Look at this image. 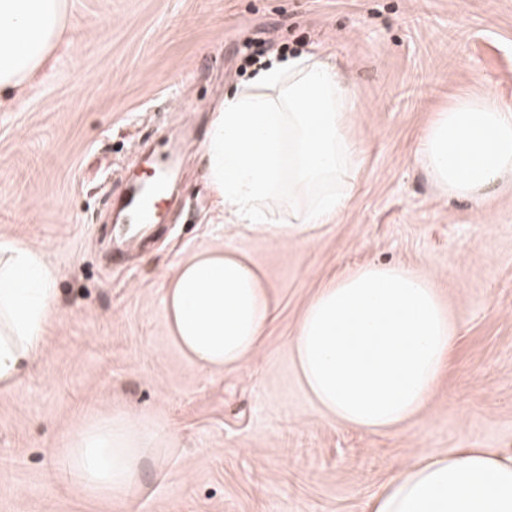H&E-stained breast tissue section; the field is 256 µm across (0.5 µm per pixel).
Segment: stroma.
Segmentation results:
<instances>
[{
	"label": "stroma",
	"mask_w": 512,
	"mask_h": 512,
	"mask_svg": "<svg viewBox=\"0 0 512 512\" xmlns=\"http://www.w3.org/2000/svg\"><path fill=\"white\" fill-rule=\"evenodd\" d=\"M66 35L74 52L0 112V240L42 248L59 272L43 349L0 392V512H367L418 457L512 454V184L445 197L416 160L457 97L512 101V0H69ZM302 52L346 68L361 166L333 223L276 241L221 223L202 154L225 93ZM147 147L180 162L151 234L117 264L110 202L149 180L129 157ZM215 249L251 258L273 316L255 357L211 371L170 336L163 295L179 262ZM367 264L425 275L454 325L429 406L376 432L330 419L292 356L317 290ZM115 411L169 435L139 493L56 481L55 451Z\"/></svg>",
	"instance_id": "1"
}]
</instances>
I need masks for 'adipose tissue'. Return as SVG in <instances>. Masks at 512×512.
Wrapping results in <instances>:
<instances>
[{"instance_id": "obj_1", "label": "adipose tissue", "mask_w": 512, "mask_h": 512, "mask_svg": "<svg viewBox=\"0 0 512 512\" xmlns=\"http://www.w3.org/2000/svg\"><path fill=\"white\" fill-rule=\"evenodd\" d=\"M68 0H0V109L27 93L65 39ZM343 71L316 53L260 70L226 93L204 144L207 184L234 223L279 239L333 223L358 173L346 129L356 111ZM443 194L474 199L512 181V104L494 94L456 99L436 113L416 150ZM287 194L288 211L267 205ZM58 270L40 248L0 242V391L39 356L57 314ZM170 334L198 367L238 365L262 342L271 305L243 253L210 251L178 263L165 287ZM448 310L403 267L366 265L320 288L293 340L303 387L337 423L366 431L400 425L426 408L452 349ZM161 432L119 414L74 432L54 476L93 497H126ZM368 512H512V455L462 448L421 457L383 484Z\"/></svg>"}]
</instances>
